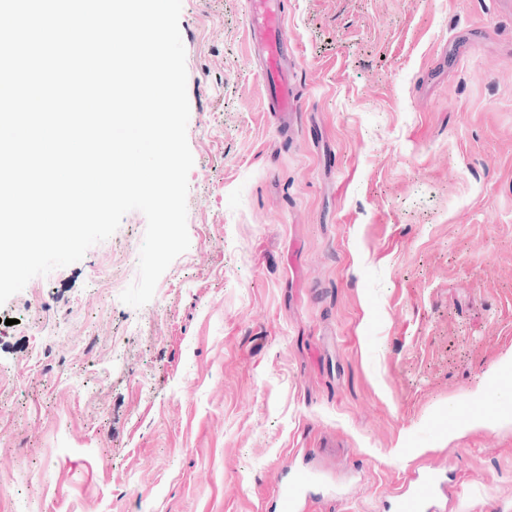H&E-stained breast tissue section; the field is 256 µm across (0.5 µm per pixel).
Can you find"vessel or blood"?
<instances>
[{"instance_id": "obj_1", "label": "vessel or blood", "mask_w": 512, "mask_h": 512, "mask_svg": "<svg viewBox=\"0 0 512 512\" xmlns=\"http://www.w3.org/2000/svg\"><path fill=\"white\" fill-rule=\"evenodd\" d=\"M281 3L282 0H248V34L272 87L271 105L285 118L302 111L303 102L291 83L286 54L288 33ZM314 481L312 473L296 471L289 480L280 484L274 503L275 512H298L302 497ZM436 486V480L424 479L411 489L397 493L396 512H425Z\"/></svg>"}]
</instances>
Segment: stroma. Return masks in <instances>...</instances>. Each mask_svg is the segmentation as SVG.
I'll return each mask as SVG.
<instances>
[{"label": "stroma", "mask_w": 512, "mask_h": 512, "mask_svg": "<svg viewBox=\"0 0 512 512\" xmlns=\"http://www.w3.org/2000/svg\"><path fill=\"white\" fill-rule=\"evenodd\" d=\"M283 2L287 124L247 0H182L190 246L152 300L98 288L138 277L132 211L0 306V512H269L297 466L298 512L417 476L512 512V0Z\"/></svg>", "instance_id": "35a3bbf8"}]
</instances>
